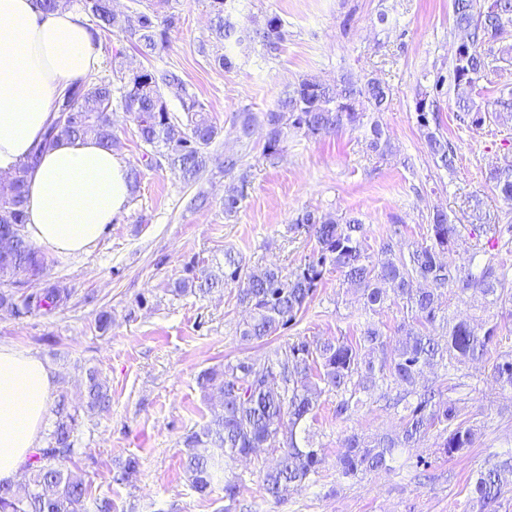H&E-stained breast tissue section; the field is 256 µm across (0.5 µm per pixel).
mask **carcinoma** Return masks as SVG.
Wrapping results in <instances>:
<instances>
[{
    "label": "carcinoma",
    "instance_id": "obj_1",
    "mask_svg": "<svg viewBox=\"0 0 512 512\" xmlns=\"http://www.w3.org/2000/svg\"><path fill=\"white\" fill-rule=\"evenodd\" d=\"M227 0H209L211 36L201 50H211L219 67L229 69L233 62L224 54V44L259 43L266 54L280 52L286 31L276 15L268 24L252 27L228 11ZM91 22L94 37L113 28L120 30L144 57L166 48L171 32L182 17L172 0H149L136 12L137 25L129 27L116 17L112 0H79ZM453 33L470 44L464 57H455L446 73H437L432 91L418 93L415 102L417 123L429 152L440 166L455 170L456 152L439 129L430 128L428 115L434 112L436 97L445 86L455 94L457 118L480 128L490 119L512 118V87L498 91L490 103L476 100L475 88L489 75L512 67V0H453ZM179 100L186 118L172 113L166 95ZM391 95V87L378 80L362 84L343 75L334 84L313 76L302 78L274 108L259 115L242 111L235 129L238 139L251 138L253 129H266L262 155L276 163L283 155L288 134L305 138L326 136L364 126L370 112H381ZM123 110L133 116L137 137L150 148L156 162L164 161L184 182L198 180L207 164L206 149L220 134L206 105L190 93L175 70L132 67L123 57L111 62V74L89 73L67 88L58 102L57 117L48 126L43 140L33 149L29 161L12 173L11 191L0 193V282L23 273L43 278L45 255L26 237L27 174L46 147L59 140L92 136L106 146L116 140L112 113ZM364 145L368 152L383 157L391 143L382 125L373 121L366 128ZM239 172V186L224 196V215L239 210L249 184L248 170L241 158L224 159V173ZM495 191L512 202V162L490 168L485 175ZM305 229L315 246L304 262L291 273L270 266L261 271L249 269L243 259L227 251L224 271L206 272L191 261L186 276L175 282L174 291L188 289L207 293L214 288L234 286L237 302L248 308L249 317L239 330L243 342L262 341L280 335L297 324L308 309L327 271L341 273L350 286L361 292L363 308L375 313L393 293L406 311L397 326V338L384 334L372 322L360 330L358 340L299 338L275 353L262 365L249 357L228 361L202 371L198 385L210 404L211 417L184 439V472L191 488L201 497L213 493L215 473L225 465L248 458L258 448L280 450L275 467L264 473L262 489L279 499L317 473L321 449L313 446L306 424L315 418L321 397L336 394V417H350L362 404L356 393H371L379 384L393 379L402 392L394 406H403V423L397 433L365 436L353 432L343 440L345 452L337 457L336 469L347 478L380 474L394 469L399 450L412 448L435 427H442L438 443L441 454L452 457L474 441L473 429L458 420L456 404L443 399L445 381L419 384L424 368L448 363L453 367L467 360L490 354L496 328L477 329L465 321L455 324L440 316L443 290L456 288L481 295L492 305L512 301L505 264L489 258L479 274L452 268L440 255L454 244L458 227L448 222L443 210L434 212L429 235L408 253L397 251L394 235L382 241L378 254L368 252L363 224L355 216H336L306 210L295 220ZM70 293L54 284L20 297L0 293V305L9 304L17 313L46 315L64 305ZM493 378L504 389H512V354L497 357ZM111 393L97 371L87 373L84 399L71 406L66 397L57 404V420L48 446L38 448L27 466L30 480L24 485L0 483V512H85L93 501L95 512H113L109 498L90 499V487L69 463L81 455L76 431L79 409L105 411ZM453 429H448V426ZM512 470V458L487 461L477 471L472 501L479 512H498L503 494L501 472ZM242 485L234 478L224 480V512L241 506Z\"/></svg>",
    "mask_w": 512,
    "mask_h": 512
}]
</instances>
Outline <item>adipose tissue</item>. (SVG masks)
Masks as SVG:
<instances>
[{
    "mask_svg": "<svg viewBox=\"0 0 512 512\" xmlns=\"http://www.w3.org/2000/svg\"><path fill=\"white\" fill-rule=\"evenodd\" d=\"M100 64L82 14L0 0V175L24 163L60 94ZM28 238L57 254L93 248L131 194L125 164L96 139L61 140L28 172ZM56 386L37 356L0 346V483L15 482L38 445Z\"/></svg>",
    "mask_w": 512,
    "mask_h": 512,
    "instance_id": "adipose-tissue-1",
    "label": "adipose tissue"
}]
</instances>
